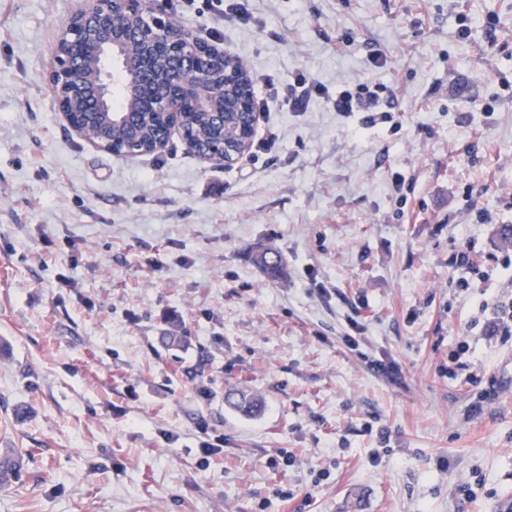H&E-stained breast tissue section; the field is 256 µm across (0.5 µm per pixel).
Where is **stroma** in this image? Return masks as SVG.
<instances>
[{"label":"stroma","mask_w":512,"mask_h":512,"mask_svg":"<svg viewBox=\"0 0 512 512\" xmlns=\"http://www.w3.org/2000/svg\"><path fill=\"white\" fill-rule=\"evenodd\" d=\"M161 3L255 100L301 75L327 94L267 101L231 167L118 157L47 80L83 0H0V449L24 455L0 512H512V341L468 327L512 278V0H239L232 23ZM361 84L392 122L333 108ZM471 239L489 277L459 293ZM461 341L498 384L476 415L448 376ZM237 387L260 417L225 405ZM203 425L224 439L207 459Z\"/></svg>","instance_id":"35a3bbf8"}]
</instances>
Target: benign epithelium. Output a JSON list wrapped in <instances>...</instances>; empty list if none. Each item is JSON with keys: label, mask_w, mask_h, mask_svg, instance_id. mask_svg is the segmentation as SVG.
<instances>
[{"label": "benign epithelium", "mask_w": 512, "mask_h": 512, "mask_svg": "<svg viewBox=\"0 0 512 512\" xmlns=\"http://www.w3.org/2000/svg\"><path fill=\"white\" fill-rule=\"evenodd\" d=\"M90 33L99 42L95 59L86 60L61 48L62 42H78ZM216 56H224V51L181 29L171 15L156 7L155 0H89L61 31L48 81L61 119L97 150L146 154L139 144L140 130L162 113L165 124L151 152L164 151L176 133L184 148L201 160L230 166L243 159L251 138L229 150L222 136L200 145L185 123V110L190 109L224 125V116L215 107L221 89L211 80V61ZM118 87L124 97L139 101V111H112ZM78 94L84 95L87 111L123 126L120 140L100 138L74 117L70 107Z\"/></svg>", "instance_id": "1"}]
</instances>
